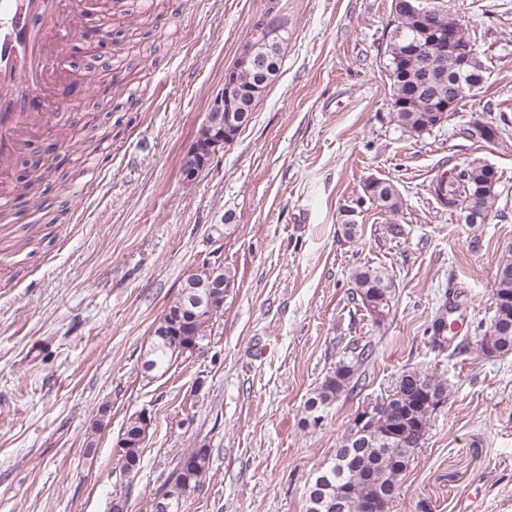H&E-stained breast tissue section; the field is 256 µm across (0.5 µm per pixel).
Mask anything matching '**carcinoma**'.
Returning <instances> with one entry per match:
<instances>
[{"label":"carcinoma","instance_id":"cac0c4a2","mask_svg":"<svg viewBox=\"0 0 512 512\" xmlns=\"http://www.w3.org/2000/svg\"><path fill=\"white\" fill-rule=\"evenodd\" d=\"M388 24L400 30V36L392 38L390 54L384 59L385 76L390 82V116L400 130L411 137H420L436 128L431 115V106L448 100V92H455L458 99L471 95L466 82L458 81L452 57L437 63L426 62L421 55L409 51L415 40V25L402 18L399 6ZM281 48L272 44L267 60L239 72L240 87L246 93L239 99L236 111L253 115L258 104L249 93L252 87L265 79L270 68H280ZM136 101L135 91L128 83L112 81L102 91L101 105H110L112 110L123 108L127 102ZM66 181L58 174L55 160L46 159L36 174L18 180L11 186L14 199L35 197L46 181ZM495 171L472 167L468 164L456 166L450 177H441L432 184L431 192L441 206L455 212L463 205L490 211L497 199V193L487 192V186L499 183ZM389 214H397L403 205L396 186L388 181L379 182L368 193L357 199V206L365 203ZM353 295L360 298L364 310L376 324H381L394 307L395 285L392 275L381 266L364 265L352 274ZM494 310L488 326L478 323L477 346L491 354L512 351V250L502 255L497 263L494 289ZM451 323L447 311L436 312L426 331L432 332L433 343L443 344L448 340L445 333ZM181 343H164L152 338L149 349L154 370H167L170 363L180 354ZM369 358L366 349H361L354 359L336 363L304 403L306 417L324 415L332 405L351 389L358 368ZM448 398V384L421 371L403 373L395 388L380 402L362 409L367 416L363 423L353 420L350 429L342 438L335 456L315 476L308 488L307 496L319 492L329 502H336V485H346L354 498L378 496L387 499L384 512H392L410 464L414 448L423 440L432 412ZM136 422L128 420L122 433L124 447L121 454V473L133 475L131 463H141L144 442L137 433ZM195 456L198 470L207 472L209 449L188 448L178 458L167 480L157 495L171 496L178 501L186 490L197 487V479L183 466V461Z\"/></svg>","mask_w":512,"mask_h":512}]
</instances>
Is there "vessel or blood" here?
I'll list each match as a JSON object with an SVG mask.
<instances>
[{"label":"vessel or blood","mask_w":512,"mask_h":512,"mask_svg":"<svg viewBox=\"0 0 512 512\" xmlns=\"http://www.w3.org/2000/svg\"><path fill=\"white\" fill-rule=\"evenodd\" d=\"M86 20L84 0H0V184L57 106L59 53Z\"/></svg>","instance_id":"vessel-or-blood-1"}]
</instances>
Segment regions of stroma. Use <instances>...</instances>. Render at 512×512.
I'll return each mask as SVG.
<instances>
[{
	"label": "stroma",
	"instance_id": "35a3bbf8",
	"mask_svg": "<svg viewBox=\"0 0 512 512\" xmlns=\"http://www.w3.org/2000/svg\"><path fill=\"white\" fill-rule=\"evenodd\" d=\"M134 0L136 20H105L120 60L63 46L68 73L122 69L137 105L97 109L98 85L71 81L43 141L62 142L67 185L13 204L0 258V512H151L186 448H210L209 469L181 512H306L314 474L330 462L358 409L419 369L448 383L392 512H512V352L484 355L474 338L492 302L496 264L512 248V125L494 142L478 123L512 117V0H451L477 30L482 89L441 127L409 137L389 115L378 45L391 0H279L288 22L282 65L253 119L191 183L181 160L224 86L267 0H168L163 16ZM111 135L100 164L85 126ZM491 165L499 196L483 224L440 207L431 184L454 166ZM392 181L396 217L361 208L348 240L344 212L366 180ZM236 285L211 332L166 373H143L152 329L204 260ZM388 268L395 306L373 324L351 294L365 264ZM464 289L454 338L424 330ZM371 345L355 391L320 427L304 403L351 344ZM106 417H99L101 405ZM152 427L137 475L119 474L128 419ZM98 432H91L95 419ZM95 453L86 456L87 437Z\"/></svg>",
	"mask_w": 512,
	"mask_h": 512
}]
</instances>
